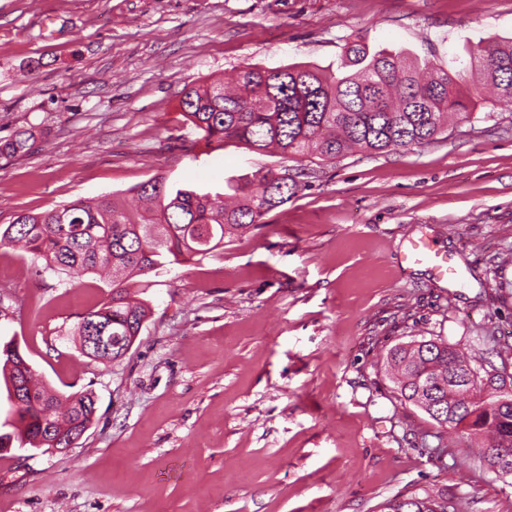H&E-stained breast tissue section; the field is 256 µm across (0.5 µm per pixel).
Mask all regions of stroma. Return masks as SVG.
I'll return each mask as SVG.
<instances>
[{
    "mask_svg": "<svg viewBox=\"0 0 512 512\" xmlns=\"http://www.w3.org/2000/svg\"><path fill=\"white\" fill-rule=\"evenodd\" d=\"M512 37V0H0V224L162 174L220 192L287 169L296 195L201 262L170 265L143 298L130 351L102 364L66 337L107 286L35 275L0 250V339L59 391L91 386L96 417L64 452H0V512H380L420 488L512 512V477L482 467L401 403L390 348L442 338L512 374V108L421 148L297 162L181 129L184 87L241 66H336L345 45L404 48L457 74L464 47ZM429 233L455 283L398 255ZM36 127L19 129L9 137L0 138V159H14L26 156L33 149L37 140Z\"/></svg>",
    "mask_w": 512,
    "mask_h": 512,
    "instance_id": "stroma-1",
    "label": "stroma"
}]
</instances>
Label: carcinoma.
<instances>
[{
  "label": "carcinoma",
  "mask_w": 512,
  "mask_h": 512,
  "mask_svg": "<svg viewBox=\"0 0 512 512\" xmlns=\"http://www.w3.org/2000/svg\"><path fill=\"white\" fill-rule=\"evenodd\" d=\"M469 67L499 104L512 106V38L480 40L468 50ZM343 72L332 67L247 65L232 88L220 81L184 89L179 101L183 125L210 146L238 141L257 153L331 161L358 148L368 154L422 147L439 140L448 115L471 117L457 83L427 59L405 50L345 46ZM37 140L36 127L0 139V159L23 157ZM298 190L288 173L258 171L251 179L230 178L212 194L171 184L155 175L139 184V207L128 208L115 194L78 198L42 212H23L0 225V248L19 246L42 261L47 272L69 281L107 271L112 287L102 303L77 316L67 335L80 353L106 364L132 343L147 319L145 300L124 281L172 264L199 262L224 248V237L264 223ZM390 379L397 397L452 428L471 447L486 435L478 459L500 477H512V407L498 405L502 382L493 365H472L441 339L413 340L390 350ZM5 386L21 384L22 402L11 406L1 427L0 448H73L93 421L92 389L63 393L38 382L20 347L0 346ZM462 498L446 488L400 494L381 512H462Z\"/></svg>",
  "instance_id": "1"
}]
</instances>
